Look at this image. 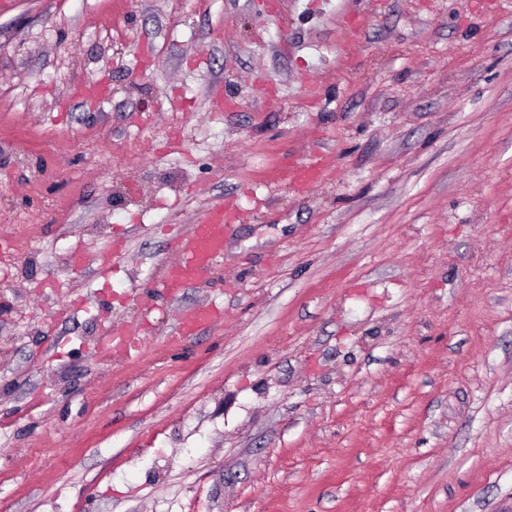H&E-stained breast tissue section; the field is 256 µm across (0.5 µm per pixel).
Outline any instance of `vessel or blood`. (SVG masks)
<instances>
[{"instance_id":"1","label":"vessel or blood","mask_w":512,"mask_h":512,"mask_svg":"<svg viewBox=\"0 0 512 512\" xmlns=\"http://www.w3.org/2000/svg\"><path fill=\"white\" fill-rule=\"evenodd\" d=\"M319 161L293 166L289 171L291 183L300 190L308 188L319 174ZM240 213L233 202L227 201L202 210L191 229L176 240L177 257L165 269L159 286L167 294H174L201 279L208 271L212 260L223 253L224 239L231 223L240 221ZM223 308L203 305L195 308L181 319L178 336L196 334L201 328L222 322ZM132 330L129 327L117 329L108 337L102 347L104 357L125 355L131 350L128 341Z\"/></svg>"}]
</instances>
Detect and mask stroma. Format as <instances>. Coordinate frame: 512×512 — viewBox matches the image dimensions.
<instances>
[{
	"mask_svg": "<svg viewBox=\"0 0 512 512\" xmlns=\"http://www.w3.org/2000/svg\"><path fill=\"white\" fill-rule=\"evenodd\" d=\"M2 237L0 512H512V0H0ZM320 163L318 160L302 165L293 166L289 171L290 182L300 190L308 188L319 174ZM240 219V213L231 201L202 210L191 231L177 238V257L166 266L158 288L171 295L201 279L212 260L224 252L229 225ZM224 309L216 304L203 305L195 308L181 319L178 324V336H192L201 328L222 322ZM134 335V331L130 327L126 326L115 330L113 333L111 330L108 334L107 340L102 347V355L106 358H112V355L130 354L131 344L129 343V340L124 336Z\"/></svg>",
	"mask_w": 512,
	"mask_h": 512,
	"instance_id": "35a3bbf8",
	"label": "stroma"
}]
</instances>
